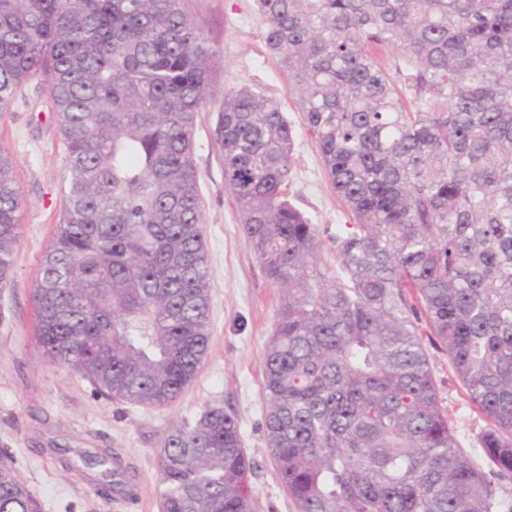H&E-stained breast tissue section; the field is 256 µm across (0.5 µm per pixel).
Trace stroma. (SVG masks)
I'll list each match as a JSON object with an SVG mask.
<instances>
[{"instance_id":"obj_1","label":"stroma","mask_w":512,"mask_h":512,"mask_svg":"<svg viewBox=\"0 0 512 512\" xmlns=\"http://www.w3.org/2000/svg\"><path fill=\"white\" fill-rule=\"evenodd\" d=\"M183 8L216 53L218 90L196 125V166L204 200V239L211 283V341L194 381L170 405L117 403L65 366L49 362L34 337L32 280L63 211L67 151L49 95L29 82L0 112V151L15 161L24 201L14 253V279L0 295V450L42 506V512H158L157 454L163 431L221 404L238 416L253 461L258 512H295L265 446L262 358L273 334L280 292L251 252L237 207L224 190L222 151L214 136L223 86L246 84L279 102L292 120L296 151L289 191L296 205L328 228L349 223L330 190L307 135L287 76L269 53L265 24L253 0H185ZM434 377L460 447L486 467L478 435L486 423L471 406L447 356L430 354ZM112 451L135 485L133 498L98 492L88 457Z\"/></svg>"}]
</instances>
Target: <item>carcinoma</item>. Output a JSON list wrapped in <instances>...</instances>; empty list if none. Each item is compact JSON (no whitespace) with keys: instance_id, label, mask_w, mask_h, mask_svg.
Listing matches in <instances>:
<instances>
[{"instance_id":"1","label":"carcinoma","mask_w":512,"mask_h":512,"mask_svg":"<svg viewBox=\"0 0 512 512\" xmlns=\"http://www.w3.org/2000/svg\"><path fill=\"white\" fill-rule=\"evenodd\" d=\"M327 183L331 237L288 195L292 122L224 88V188L281 292L264 437L295 512H512V0H253ZM216 54L183 0H0V112L39 80L67 149L62 221L33 281L52 362L114 402L177 399L207 355L195 126ZM0 152V293L22 193ZM487 428L459 449L421 337ZM159 512H257L239 418L212 405L159 443ZM116 458L103 493L125 496ZM0 512H41L0 451Z\"/></svg>"}]
</instances>
